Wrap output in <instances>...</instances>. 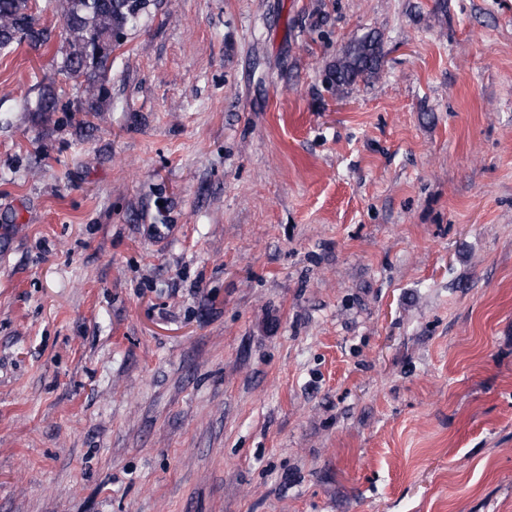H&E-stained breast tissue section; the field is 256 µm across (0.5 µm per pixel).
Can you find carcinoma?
I'll use <instances>...</instances> for the list:
<instances>
[{
	"mask_svg": "<svg viewBox=\"0 0 512 512\" xmlns=\"http://www.w3.org/2000/svg\"><path fill=\"white\" fill-rule=\"evenodd\" d=\"M31 0H0V48L26 44L32 50L49 46L50 35L35 18ZM64 21L65 44L57 63L58 74L78 84L82 96L91 99L79 111L103 112L110 99L108 72L112 52L120 45L127 28L149 6L150 0H59ZM382 58L380 41L366 36L346 47L330 69L336 88L368 79L379 69ZM28 112L47 114L59 108L55 89L46 85L35 98L24 100Z\"/></svg>",
	"mask_w": 512,
	"mask_h": 512,
	"instance_id": "1",
	"label": "carcinoma"
}]
</instances>
